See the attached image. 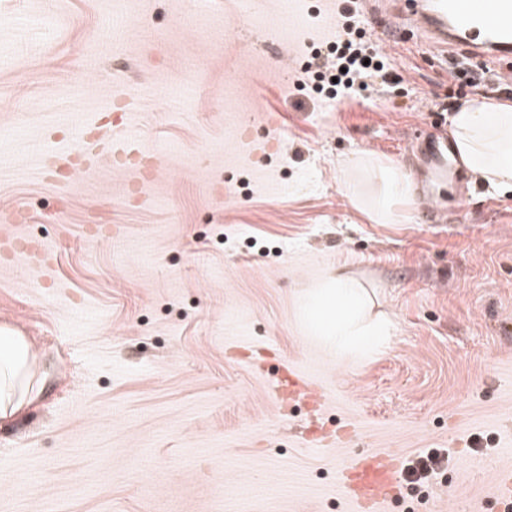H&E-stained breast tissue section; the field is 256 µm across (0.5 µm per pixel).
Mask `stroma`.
Wrapping results in <instances>:
<instances>
[{
    "mask_svg": "<svg viewBox=\"0 0 512 512\" xmlns=\"http://www.w3.org/2000/svg\"><path fill=\"white\" fill-rule=\"evenodd\" d=\"M401 81L331 99L299 77L336 0H0V328L44 391L0 427V512H354L341 464L448 465L407 512H497L512 474V192L463 176L381 223L366 153L420 174L412 143L512 84L455 78L383 27ZM83 127L75 139L73 127ZM344 266L392 316L339 361L299 300ZM312 384L333 436L279 403Z\"/></svg>",
    "mask_w": 512,
    "mask_h": 512,
    "instance_id": "1",
    "label": "stroma"
}]
</instances>
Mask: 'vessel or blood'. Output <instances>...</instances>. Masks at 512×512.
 Returning a JSON list of instances; mask_svg holds the SVG:
<instances>
[{
	"label": "vessel or blood",
	"mask_w": 512,
	"mask_h": 512,
	"mask_svg": "<svg viewBox=\"0 0 512 512\" xmlns=\"http://www.w3.org/2000/svg\"><path fill=\"white\" fill-rule=\"evenodd\" d=\"M381 13L409 21L423 43L452 50L455 59L512 61V0H388ZM422 151L435 177L457 179L448 139L424 140ZM394 479V465L380 455L353 463L347 486L357 512H376Z\"/></svg>",
	"instance_id": "vessel-or-blood-1"
}]
</instances>
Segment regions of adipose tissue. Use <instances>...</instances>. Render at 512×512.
Instances as JSON below:
<instances>
[{
  "label": "adipose tissue",
  "instance_id": "1",
  "mask_svg": "<svg viewBox=\"0 0 512 512\" xmlns=\"http://www.w3.org/2000/svg\"><path fill=\"white\" fill-rule=\"evenodd\" d=\"M453 149L466 171L485 184L512 190V105L477 96L451 117ZM379 185L376 217L389 221L397 205L411 199L410 182L401 168L367 157L354 160ZM300 315L307 338L335 353L337 359H364L380 352L396 326L377 311L366 288L342 271L326 273L301 298ZM35 356L20 333L0 330V422L20 414L42 389L35 380Z\"/></svg>",
  "mask_w": 512,
  "mask_h": 512
}]
</instances>
